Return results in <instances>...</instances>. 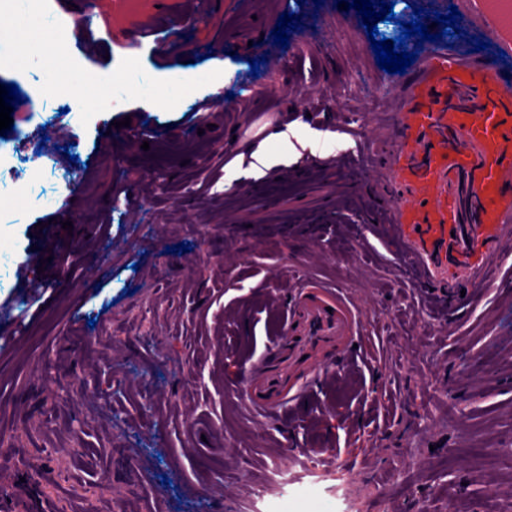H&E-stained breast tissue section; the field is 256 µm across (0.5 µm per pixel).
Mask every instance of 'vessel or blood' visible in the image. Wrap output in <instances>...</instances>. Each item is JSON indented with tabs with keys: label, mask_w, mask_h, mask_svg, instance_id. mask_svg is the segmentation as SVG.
<instances>
[{
	"label": "vessel or blood",
	"mask_w": 512,
	"mask_h": 512,
	"mask_svg": "<svg viewBox=\"0 0 512 512\" xmlns=\"http://www.w3.org/2000/svg\"><path fill=\"white\" fill-rule=\"evenodd\" d=\"M58 7L86 31L100 16L98 0ZM124 21L136 33L158 27L147 11L126 10ZM399 100L401 111L385 113L365 143L380 170L372 195L388 204L368 231L396 248L427 299L452 307L512 264V90L442 41L417 54ZM281 309L280 354L245 389L265 413L287 403L299 380L325 386L327 355L360 340L359 311L340 288L306 278Z\"/></svg>",
	"instance_id": "vessel-or-blood-1"
}]
</instances>
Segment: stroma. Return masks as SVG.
Returning a JSON list of instances; mask_svg holds the SVG:
<instances>
[{
    "instance_id": "1",
    "label": "stroma",
    "mask_w": 512,
    "mask_h": 512,
    "mask_svg": "<svg viewBox=\"0 0 512 512\" xmlns=\"http://www.w3.org/2000/svg\"><path fill=\"white\" fill-rule=\"evenodd\" d=\"M223 2L192 31L170 20L159 55L158 34H123L113 0L92 33L60 44L69 66L48 105L67 108L70 82L82 103L61 120L71 147L56 172L79 197L0 186V436L14 440L0 491L22 493L38 470L35 512H340V479L352 512H512V287L435 309L367 235L379 171L352 162L402 74L379 68L338 0ZM286 11L303 24L282 48L271 31ZM457 42L512 85V57L489 35L468 27ZM44 82L42 68L24 78L0 61V85L23 99L16 131H32L25 103ZM204 99L215 105L200 132L185 115ZM131 114L148 148L123 127ZM294 116L338 150L269 172L257 193L225 186L239 154ZM339 162L343 222L316 195ZM75 242L90 261L66 279L52 257ZM309 276L344 289L368 344L330 387L257 411L241 389L277 357L269 306ZM284 472L295 481L281 496Z\"/></svg>"
}]
</instances>
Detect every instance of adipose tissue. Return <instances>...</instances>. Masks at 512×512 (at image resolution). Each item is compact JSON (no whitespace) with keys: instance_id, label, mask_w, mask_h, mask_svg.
I'll list each match as a JSON object with an SVG mask.
<instances>
[{"instance_id":"ef3b65f1","label":"adipose tissue","mask_w":512,"mask_h":512,"mask_svg":"<svg viewBox=\"0 0 512 512\" xmlns=\"http://www.w3.org/2000/svg\"><path fill=\"white\" fill-rule=\"evenodd\" d=\"M326 154L318 133L297 120L271 133L265 144L251 152L247 166L228 170L225 180H259L274 168L296 164L304 156Z\"/></svg>"}]
</instances>
